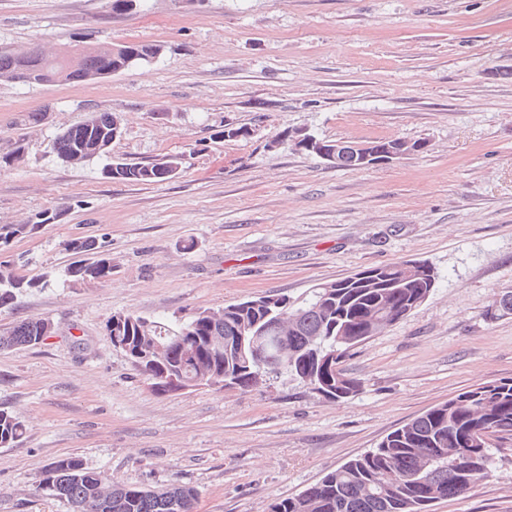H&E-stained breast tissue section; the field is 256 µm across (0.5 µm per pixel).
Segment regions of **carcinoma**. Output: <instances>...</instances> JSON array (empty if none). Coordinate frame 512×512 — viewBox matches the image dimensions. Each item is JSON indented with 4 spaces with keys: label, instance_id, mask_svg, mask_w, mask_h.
<instances>
[{
    "label": "carcinoma",
    "instance_id": "1",
    "mask_svg": "<svg viewBox=\"0 0 512 512\" xmlns=\"http://www.w3.org/2000/svg\"><path fill=\"white\" fill-rule=\"evenodd\" d=\"M164 46L137 42L126 52L82 51L76 63L40 47L22 53L0 51V78L23 84L83 82L105 73L118 74L160 58ZM119 115L92 112L88 120L63 129L51 142V152L65 163L78 158L85 164L110 151L122 129ZM108 177L123 182H163L173 174L169 161L132 164L114 161ZM48 222L0 224V242L29 235ZM91 256L72 265L68 275L81 281H104L112 274V257L97 240L68 244ZM411 261L370 267L342 280L321 284L309 297L293 301L264 296L203 310L185 321L149 319L120 312L122 322L110 340L146 376L151 388L167 394L159 379L173 372L190 388L219 387L224 377L247 391L266 379L291 377L306 383L326 399L344 402L362 382L321 358L372 337L366 319L386 310L377 331L402 320L436 288L437 273L430 265L406 274ZM38 286L0 264V309L18 294ZM53 322L47 318L23 321L6 336L0 349L34 346ZM25 433L23 421L0 410V447L15 446ZM512 445V379L479 383L395 428L379 445L354 458L294 497L277 499L270 512H428L431 504L461 496L488 477L494 449ZM46 489L65 502L70 512H194L197 490L173 483L160 489L122 484L88 468L77 456L60 457L48 465Z\"/></svg>",
    "mask_w": 512,
    "mask_h": 512
}]
</instances>
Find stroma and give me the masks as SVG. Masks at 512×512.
Masks as SVG:
<instances>
[{"label":"stroma","mask_w":512,"mask_h":512,"mask_svg":"<svg viewBox=\"0 0 512 512\" xmlns=\"http://www.w3.org/2000/svg\"><path fill=\"white\" fill-rule=\"evenodd\" d=\"M159 42L162 57L81 83L0 82V224L56 218L0 245L39 279L0 309V335L31 318L54 332L0 350V409L26 424L0 447V512H68L42 487L77 456L124 484L174 482L196 512H269L394 428L470 386L512 378V0H0V51ZM114 112L113 155L183 159L172 179L121 182L107 158L66 165L62 129ZM250 139H214L219 126ZM318 138L425 140L424 152L341 169L267 144ZM95 238L112 275L67 274L68 242ZM402 259L439 274L430 297L355 346L341 368L358 395L334 402L281 378L246 392L155 394L106 324L133 312L182 320ZM430 512H512V447L488 478Z\"/></svg>","instance_id":"stroma-1"}]
</instances>
